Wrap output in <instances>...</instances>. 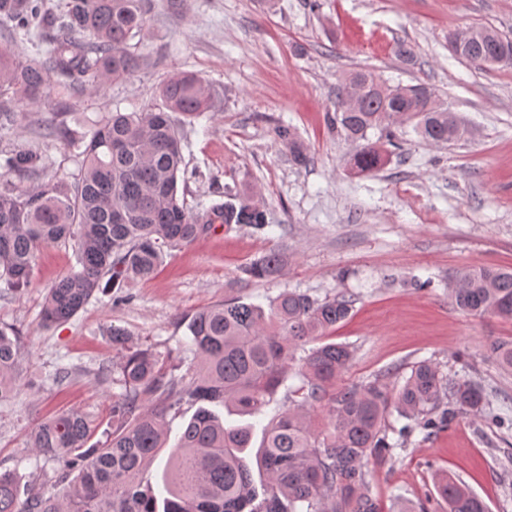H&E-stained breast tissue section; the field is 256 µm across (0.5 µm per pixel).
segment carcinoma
Here are the masks:
<instances>
[{"mask_svg":"<svg viewBox=\"0 0 512 512\" xmlns=\"http://www.w3.org/2000/svg\"><path fill=\"white\" fill-rule=\"evenodd\" d=\"M145 24L141 0H66L57 10L48 0H0V37L29 42L37 57L21 61L0 50V131L17 124L12 100L40 107L61 88L75 97L131 76L143 65L133 41ZM460 59L488 64L493 49L512 38L484 26ZM218 96L194 74L165 81L155 102L139 112H112L90 133L67 124L70 99L58 100L50 123L36 121L34 138L48 134L79 150L78 174L71 180L49 174L36 148L0 152V280L14 291L27 286L39 247L73 241L78 269L48 289L42 322L75 317L107 283L149 280L164 250L188 246L219 226H267L266 212L247 197L224 191L220 199L193 211L180 202L185 126L208 112ZM328 122L356 144L351 168L378 169L384 161L377 130L391 142L393 127L411 124L422 139L446 144L461 138L457 116L427 84L390 85L373 72L347 73L336 85L335 114ZM291 161L307 163L294 131L274 127ZM37 180L33 188L25 182ZM281 271L270 252L244 273L262 280ZM456 307L473 316L512 321V268L464 271L448 282ZM353 300H324L286 291L269 308L240 298L226 299L184 318L199 376L176 374L181 352L160 360L130 346L129 333L112 326V348L123 387L112 400L107 428L71 410L42 423L31 447L52 473L21 488L13 473L0 472V512H383L373 495L366 462H393L419 431L429 438L472 415L501 422L496 393L479 382L445 375L429 360L411 366L403 383L379 378L349 386L336 379L353 359L351 348L330 342L307 347L345 321ZM484 356L512 372V340L495 341ZM20 336L0 328V404L20 384ZM301 378L302 400L263 428L259 457L263 479L255 482L244 453L252 427L230 426L212 410L232 406L240 416H257L277 401H289L288 380ZM193 410L160 475L146 468L163 448L168 416ZM328 415L325 431L314 428L312 412ZM405 420L396 427L392 415ZM101 438L95 439L96 432ZM397 435L389 440V433ZM434 486L448 512H488L486 504L455 475L441 471Z\"/></svg>","mask_w":512,"mask_h":512,"instance_id":"1","label":"carcinoma"}]
</instances>
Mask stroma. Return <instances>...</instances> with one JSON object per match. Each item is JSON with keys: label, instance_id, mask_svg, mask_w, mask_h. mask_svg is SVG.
Instances as JSON below:
<instances>
[{"label": "stroma", "instance_id": "35a3bbf8", "mask_svg": "<svg viewBox=\"0 0 512 512\" xmlns=\"http://www.w3.org/2000/svg\"><path fill=\"white\" fill-rule=\"evenodd\" d=\"M144 10L145 65L78 98L70 126L138 110L170 76L198 75L223 99L188 133L183 154L192 176L179 192L191 208L227 186L254 193L269 225L220 227L167 250L153 279L105 289L52 326L40 319L45 294L77 255L70 242L40 248L29 285L0 297V326L18 329L24 345L21 387L0 404V470L23 486L40 482L44 461L30 439L41 423L69 410L108 420L120 388L99 369L119 361L112 326L164 358L190 344L184 315L232 297L265 306L288 289L352 296L351 317L329 333L354 350L342 384L377 376L394 385L412 363L431 359L507 402L504 423L464 415L436 437L414 434L395 462L369 464L384 507L398 494L448 512L433 483L440 469L468 484L489 512H512V374L483 357L484 345L512 340V323L461 312L448 295L463 271L512 267V67H477L448 48L452 28L487 26L512 37V0H145ZM400 41L414 47L413 64L396 57ZM358 67L392 85L433 86L464 136L435 145L401 126L383 168L352 170L354 146L327 117L337 79ZM15 110L20 130L0 147L35 145L50 174L75 177V150L23 131L31 116L50 119L53 107ZM278 124L293 128L306 165H294L275 140ZM272 251L281 273L248 278L245 267ZM416 280L424 289L413 288ZM61 366L71 376L53 384Z\"/></svg>", "mask_w": 512, "mask_h": 512}]
</instances>
